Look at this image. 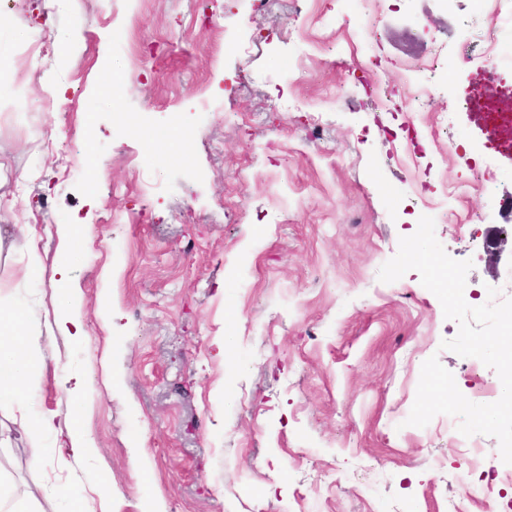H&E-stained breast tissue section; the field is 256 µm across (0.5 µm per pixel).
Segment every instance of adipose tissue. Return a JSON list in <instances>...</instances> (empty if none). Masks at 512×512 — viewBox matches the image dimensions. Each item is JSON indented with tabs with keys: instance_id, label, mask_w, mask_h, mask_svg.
<instances>
[{
	"instance_id": "obj_1",
	"label": "adipose tissue",
	"mask_w": 512,
	"mask_h": 512,
	"mask_svg": "<svg viewBox=\"0 0 512 512\" xmlns=\"http://www.w3.org/2000/svg\"><path fill=\"white\" fill-rule=\"evenodd\" d=\"M22 247L28 262L20 272L25 282L49 280L55 288L59 307L63 313L61 328L68 336L79 338L84 334L81 317V292L74 286L73 265L80 251L85 250L92 236L91 225L68 224L60 229L61 258L52 275H45L37 248L34 225L21 228ZM45 355L39 347L35 332L25 326V314L13 301L9 284L0 282V402L19 412H27L28 376L33 366L44 364ZM30 461L40 467L47 461L60 463L67 458L91 460L98 450L79 416L59 420L54 412L46 411L31 418Z\"/></svg>"
}]
</instances>
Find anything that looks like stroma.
<instances>
[{"mask_svg":"<svg viewBox=\"0 0 512 512\" xmlns=\"http://www.w3.org/2000/svg\"><path fill=\"white\" fill-rule=\"evenodd\" d=\"M18 15L41 35L21 38ZM119 26L137 49L113 42ZM439 39L449 80L425 68ZM495 39L512 40V0H0V278L24 263L10 243L27 222L55 264L45 210L93 228L81 340L59 328L54 289L21 294L47 356L29 411L71 416L61 380L81 375L99 458L32 468L0 406L14 497L36 487L38 512H102L105 475L112 512H448L470 465L447 415L406 425L421 367L438 357L469 399L496 372L442 349L458 325L417 271L378 273L420 217L449 210L464 228L435 235L472 260V297L512 277V138L484 116L512 100ZM381 72L435 82L433 108H383ZM53 77L67 90L46 110ZM475 167L488 186L470 185ZM483 441L468 512L512 501L498 441Z\"/></svg>","mask_w":512,"mask_h":512,"instance_id":"35a3bbf8","label":"stroma"}]
</instances>
